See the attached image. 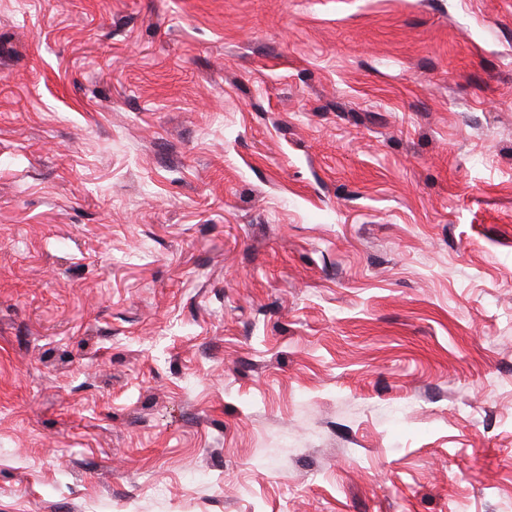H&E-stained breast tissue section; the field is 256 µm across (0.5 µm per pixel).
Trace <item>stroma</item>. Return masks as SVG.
Instances as JSON below:
<instances>
[{
  "mask_svg": "<svg viewBox=\"0 0 512 512\" xmlns=\"http://www.w3.org/2000/svg\"><path fill=\"white\" fill-rule=\"evenodd\" d=\"M0 512H512V0H0Z\"/></svg>",
  "mask_w": 512,
  "mask_h": 512,
  "instance_id": "obj_1",
  "label": "stroma"
}]
</instances>
